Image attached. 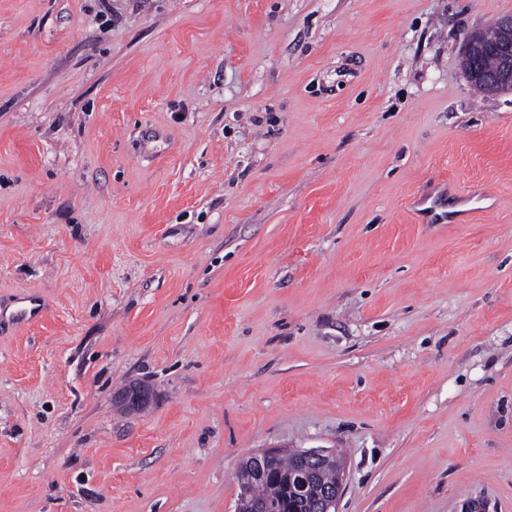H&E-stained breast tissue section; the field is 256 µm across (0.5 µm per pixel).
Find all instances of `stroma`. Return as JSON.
I'll use <instances>...</instances> for the list:
<instances>
[{"instance_id":"35a3bbf8","label":"stroma","mask_w":512,"mask_h":512,"mask_svg":"<svg viewBox=\"0 0 512 512\" xmlns=\"http://www.w3.org/2000/svg\"><path fill=\"white\" fill-rule=\"evenodd\" d=\"M507 15L0 0V512H235L298 448L338 512H512ZM497 29H496V28ZM491 30L484 32V39L481 32L472 33L465 44L463 51V59L465 64V74L468 78L480 77L486 82L491 83L500 91L512 90V66L510 64L512 53V16L502 17ZM502 39L495 47L501 59V66L497 73L490 78L483 70L494 71L499 66V60L496 56L486 53L479 59L484 51H486V43L493 45L499 40V32ZM486 42V43H485ZM483 70H481V68ZM467 78V79H468Z\"/></svg>"}]
</instances>
